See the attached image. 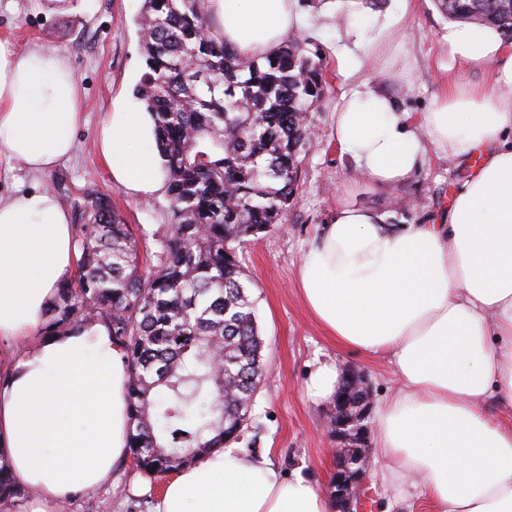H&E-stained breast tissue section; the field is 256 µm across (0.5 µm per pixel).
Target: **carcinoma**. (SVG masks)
<instances>
[{"label": "carcinoma", "mask_w": 512, "mask_h": 512, "mask_svg": "<svg viewBox=\"0 0 512 512\" xmlns=\"http://www.w3.org/2000/svg\"><path fill=\"white\" fill-rule=\"evenodd\" d=\"M454 21L512 29V0H435ZM146 72L135 88L155 122L171 233L146 274L112 198H72L76 273L42 334L104 325L124 349L128 448L136 470L166 476L240 439L265 369L238 260L247 237L282 223L324 97L319 63L291 40L243 58L208 0H143ZM155 473H150V470ZM29 490L0 465V505Z\"/></svg>", "instance_id": "obj_1"}]
</instances>
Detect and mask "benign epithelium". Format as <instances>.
<instances>
[{
  "instance_id": "obj_1",
  "label": "benign epithelium",
  "mask_w": 512,
  "mask_h": 512,
  "mask_svg": "<svg viewBox=\"0 0 512 512\" xmlns=\"http://www.w3.org/2000/svg\"><path fill=\"white\" fill-rule=\"evenodd\" d=\"M372 398L368 387L356 394L348 388L336 394V402L327 423V437L336 443L330 449L335 462L336 502L343 504L339 512H354L355 504L364 494V485L371 467L369 429ZM359 439L363 447L351 451L343 444Z\"/></svg>"
}]
</instances>
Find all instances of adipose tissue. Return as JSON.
Instances as JSON below:
<instances>
[{
  "mask_svg": "<svg viewBox=\"0 0 512 512\" xmlns=\"http://www.w3.org/2000/svg\"><path fill=\"white\" fill-rule=\"evenodd\" d=\"M224 39L245 57L277 49L301 28L295 0H211ZM448 55L486 70L448 80L414 121L360 79L336 114L335 137L374 184L389 188L422 165L428 146L448 158L481 155L442 217L389 224L343 207L298 270L307 308L338 345L390 355L401 385L377 407L389 474L421 480L438 512H512V43L501 29L448 25ZM83 102L69 62L0 46V151L45 173L67 159ZM146 112L109 113L99 148L113 181L135 192L163 179ZM71 217L50 191L0 200V338H33L0 368V457L36 492L30 512H58L109 483L128 454L123 349L99 324L34 339L75 263ZM307 476L268 456L216 448L178 471L154 512H332Z\"/></svg>",
  "mask_w": 512,
  "mask_h": 512,
  "instance_id": "ef3b65f1",
  "label": "adipose tissue"
}]
</instances>
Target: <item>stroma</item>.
<instances>
[{
    "label": "stroma",
    "instance_id": "35a3bbf8",
    "mask_svg": "<svg viewBox=\"0 0 512 512\" xmlns=\"http://www.w3.org/2000/svg\"><path fill=\"white\" fill-rule=\"evenodd\" d=\"M297 7L305 23L294 36L318 56L326 90L311 115L315 135L283 224L249 237L238 250L251 281L267 364L239 445L250 452H269L284 474L302 473L323 491L334 472L326 436L332 404L308 399L310 371L318 362H337L342 373L363 374L376 401L393 391L397 377L390 357L341 348L324 334L298 292L303 255L340 207L379 212L390 224L432 222L478 163L474 156L451 161L432 149L410 180L390 188L368 181L336 143V112L343 93L354 84L339 70L336 51L357 47L365 61L362 77L416 118L432 109L443 66H452L454 74L473 83L483 75L450 63L448 20L434 0H410L400 27L383 39L379 28L387 12L395 10L394 0H297ZM141 8L142 0H0V41L9 43L19 57L42 49L66 58L84 105L74 151L54 170L34 173L0 153V196L51 188L67 204L80 189L97 187L111 196L126 224L156 255L170 234L163 191L134 194L115 184L98 153L108 112L116 102H135L134 89L146 71ZM383 466L380 456H373L362 512H433L418 489L384 476ZM164 484V479L136 472L128 461L113 472L111 483L75 496L68 512H151Z\"/></svg>",
    "mask_w": 512,
    "mask_h": 512
}]
</instances>
